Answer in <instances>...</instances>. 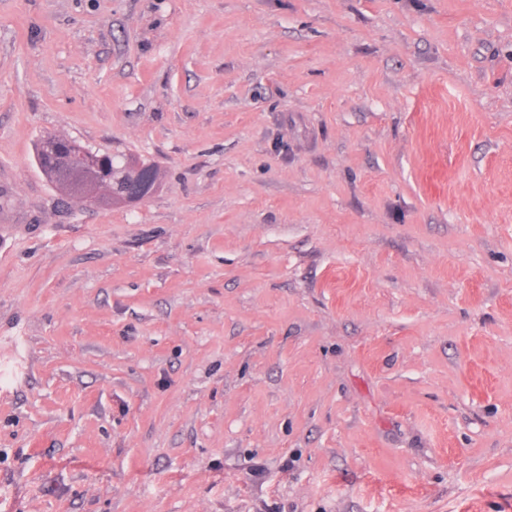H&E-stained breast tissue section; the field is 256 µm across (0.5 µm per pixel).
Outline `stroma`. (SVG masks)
<instances>
[{"label": "stroma", "instance_id": "obj_1", "mask_svg": "<svg viewBox=\"0 0 512 512\" xmlns=\"http://www.w3.org/2000/svg\"><path fill=\"white\" fill-rule=\"evenodd\" d=\"M0 512H512V0H0ZM55 141H65L67 149L63 155L53 158L50 146ZM92 149L76 140L63 136L48 135L40 138L36 145V160L38 167L46 179L70 199L90 200L92 204L106 207L131 206L132 202L125 193V187L137 180L147 168L154 167V191L159 173L155 165L134 155H106L105 165L110 169L112 180L105 181L102 169L87 157V151ZM157 181V182H156Z\"/></svg>", "mask_w": 512, "mask_h": 512}]
</instances>
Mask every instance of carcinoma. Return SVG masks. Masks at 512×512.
<instances>
[{
  "label": "carcinoma",
  "mask_w": 512,
  "mask_h": 512,
  "mask_svg": "<svg viewBox=\"0 0 512 512\" xmlns=\"http://www.w3.org/2000/svg\"><path fill=\"white\" fill-rule=\"evenodd\" d=\"M88 147L63 136L48 135L36 145L38 167L46 179L70 199L89 200L106 207L131 206L125 187L137 180L147 168L158 170L145 159L134 155H106L105 165L112 180L105 181L98 163L87 157Z\"/></svg>",
  "instance_id": "1"
}]
</instances>
